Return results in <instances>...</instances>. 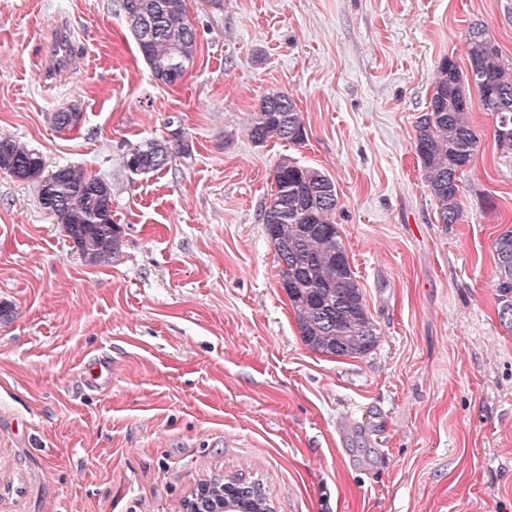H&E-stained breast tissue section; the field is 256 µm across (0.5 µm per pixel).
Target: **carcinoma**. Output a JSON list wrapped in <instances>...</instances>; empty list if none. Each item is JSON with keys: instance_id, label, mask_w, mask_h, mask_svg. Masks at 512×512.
Segmentation results:
<instances>
[{"instance_id": "1", "label": "carcinoma", "mask_w": 512, "mask_h": 512, "mask_svg": "<svg viewBox=\"0 0 512 512\" xmlns=\"http://www.w3.org/2000/svg\"><path fill=\"white\" fill-rule=\"evenodd\" d=\"M132 36L155 80L171 85L193 62L196 34L184 0H119ZM489 33L481 24L468 31L467 68L450 57L435 73L427 112L414 129L413 148L426 186L439 206V223L460 220V174L470 166L479 144L471 112L478 108L494 119L498 151L512 154V63L500 49L486 47ZM57 128L73 129L82 112L72 107L53 116ZM250 137L258 145L270 139L301 145L306 140L302 113L282 91L266 93L250 118ZM181 137L164 143L131 146L124 166L147 175L184 154ZM0 170L36 184L40 205L60 224L80 254L94 264L114 258L122 246L112 219V189L100 177L75 166L46 169L40 153L15 139L0 138ZM339 197L324 172L283 158L276 164L262 219L277 257L279 283L294 311L300 336L314 351L335 357H358L377 343L356 276L336 228ZM497 316L512 326V227L494 244ZM246 505L249 512H272L262 480L232 476L210 488L209 501Z\"/></svg>"}]
</instances>
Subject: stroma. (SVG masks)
I'll return each mask as SVG.
<instances>
[{
	"label": "stroma",
	"mask_w": 512,
	"mask_h": 512,
	"mask_svg": "<svg viewBox=\"0 0 512 512\" xmlns=\"http://www.w3.org/2000/svg\"><path fill=\"white\" fill-rule=\"evenodd\" d=\"M193 63L156 81L115 0H0V137L112 187L123 246L91 264L0 170V512H177L218 475L276 512H512V328L494 241L512 157L473 110L459 223L412 146L439 63L483 24L512 61V0H185ZM288 93L307 139L254 144ZM78 106L81 123L57 129ZM189 152L135 175L130 145ZM325 172L378 342L313 351L261 213L282 157ZM112 379L87 386L92 357Z\"/></svg>",
	"instance_id": "stroma-1"
}]
</instances>
